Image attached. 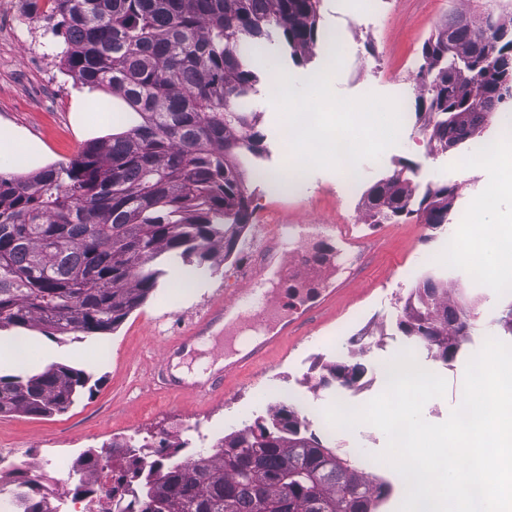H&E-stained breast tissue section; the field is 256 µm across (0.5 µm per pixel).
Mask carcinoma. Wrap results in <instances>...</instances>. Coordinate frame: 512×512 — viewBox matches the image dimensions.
<instances>
[{
	"mask_svg": "<svg viewBox=\"0 0 512 512\" xmlns=\"http://www.w3.org/2000/svg\"><path fill=\"white\" fill-rule=\"evenodd\" d=\"M63 36L67 75L106 87L127 105L128 128L97 138L67 163L33 177L0 172V327L40 325L87 336L117 326L159 286L168 269L214 270L249 224V156L263 135L250 97L260 81L252 51L282 42L306 57L317 41L321 0H25ZM475 31L448 17L423 46L429 76L417 96L430 140L479 141L492 111L512 93V22L490 17ZM489 52L493 67L477 66ZM443 186L412 209V181L398 170L367 201L376 223L415 214L444 224L452 201ZM404 335L434 342L448 360L468 334L469 315L430 275L407 301ZM325 383L344 384L359 367L327 366ZM90 375L55 363L43 371L0 375V415H45L73 405ZM218 452L192 463L166 441L169 460L122 497L112 512H376L390 488L315 438L300 436L294 409L277 408L269 424L224 436Z\"/></svg>",
	"mask_w": 512,
	"mask_h": 512,
	"instance_id": "carcinoma-1",
	"label": "carcinoma"
}]
</instances>
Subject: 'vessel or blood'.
I'll use <instances>...</instances> for the list:
<instances>
[{"label": "vessel or blood", "mask_w": 512, "mask_h": 512, "mask_svg": "<svg viewBox=\"0 0 512 512\" xmlns=\"http://www.w3.org/2000/svg\"><path fill=\"white\" fill-rule=\"evenodd\" d=\"M329 230L335 233L346 251L357 253L362 258L367 259L384 252L382 237L354 238L340 224L330 225ZM276 266L288 269L290 274L301 278L313 279L320 275L318 267L302 260L299 254L285 251L282 234L267 236L256 251L241 288L230 297L212 302L199 320L168 347V357L158 368L160 390L201 405L212 402L221 392L223 384L235 378L243 369L272 362L290 341L308 335L317 324L334 315L338 305L344 301L361 275L360 268L350 269L346 278L322 288L310 306L296 315L276 319L272 316L273 290L270 278V272ZM237 321L250 327L259 323L263 329L259 336L242 341L237 348L226 351L224 363L215 376L189 381L171 374L172 355L206 341L209 331L216 325Z\"/></svg>", "instance_id": "1"}]
</instances>
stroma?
<instances>
[{"label": "stroma", "instance_id": "stroma-1", "mask_svg": "<svg viewBox=\"0 0 512 512\" xmlns=\"http://www.w3.org/2000/svg\"><path fill=\"white\" fill-rule=\"evenodd\" d=\"M459 0H321L319 34H338L331 58L311 52L295 59L276 47H265L279 72L288 77L290 99L270 93L259 84L252 108L260 115L264 135L259 170L285 172L276 133L292 117L289 101L318 99L327 110L326 126L335 134H356L353 163L356 189L347 192L334 162L312 168L293 189L280 192L247 176L251 198L250 224L267 236L282 218L312 224L304 246L295 240L286 249H300L308 263L323 267L324 280L287 276L281 281L283 313L306 305L323 283L342 279L352 257L340 253L336 239L319 232L322 224L356 222L357 236L378 235L384 254L366 265L352 295L328 322L308 336L292 341L283 356L269 366L244 371L227 383L210 404L189 409L152 383V367L171 341L197 321L214 300L242 284L255 246L238 243L214 274L194 278L185 287L180 270H169L159 287L108 333L85 337L79 333L50 334L39 328L18 332L0 328V350L11 351V340L24 334L28 372L53 363L86 370L90 380L81 399L66 411L36 417L0 416V448H11L19 457L44 458L76 454L78 461L96 455L106 442L134 432L143 437L167 439L194 446L201 455L212 452L213 441L225 434L268 420L271 406L283 403L289 390L306 392L317 410H325L344 396L341 386L321 381L325 364L336 361L363 363L377 378L367 392L382 388L388 363L401 350H411L417 363L435 371L447 382L444 397L429 400L422 415L427 422L447 420L456 407L455 387L469 359L490 337L512 344V331L502 317L512 308V289L486 288L470 277L473 262L452 264L446 255L449 239L465 241L471 234H494L495 223L512 212V200L495 198L486 207V223L471 215L476 197L491 189L490 169L457 166L463 148L446 150L431 142L416 116V91L409 77L423 62L425 40L457 7ZM63 39L50 21L28 13L25 0H0V146L22 152L13 170L25 177L77 156L90 141L118 128L120 100L110 91L76 85L64 72L59 53ZM329 71L330 97L321 98L308 80L312 70ZM404 95L406 110L399 115L393 134L369 125L368 112L390 111L397 95ZM412 168L417 194L443 185L454 187L448 223H420L416 215L401 216L384 224L371 223L366 197L370 189L394 171ZM448 279L453 300L463 306L472 327L457 354L449 361L436 358L425 344L410 340L398 327L401 308L409 294L430 273ZM193 430H185V423ZM303 436L320 437L339 456L358 461L382 452L387 439L378 428L362 424L352 430L337 429L320 435L305 426Z\"/></svg>", "mask_w": 512, "mask_h": 512}]
</instances>
